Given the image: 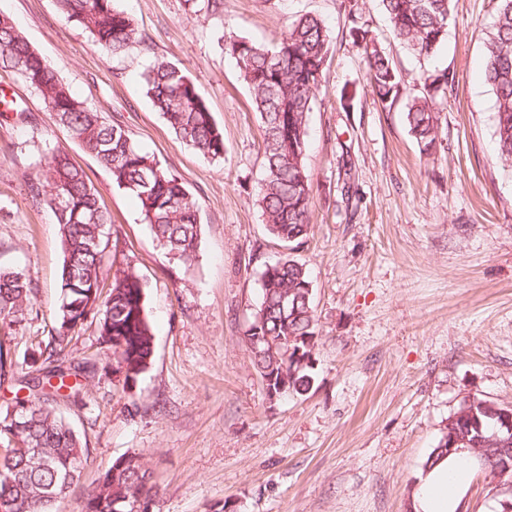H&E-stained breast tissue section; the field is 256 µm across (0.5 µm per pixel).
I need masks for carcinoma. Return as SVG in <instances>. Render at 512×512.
Masks as SVG:
<instances>
[{
  "label": "carcinoma",
  "instance_id": "carcinoma-1",
  "mask_svg": "<svg viewBox=\"0 0 512 512\" xmlns=\"http://www.w3.org/2000/svg\"><path fill=\"white\" fill-rule=\"evenodd\" d=\"M392 36L419 57L434 54L448 34L452 0H382ZM58 10L76 22L107 53L118 56L131 44L143 41L133 19L114 6V0H56ZM367 58V83L385 107H392L403 92L402 78L390 57L369 32L353 25ZM331 49L322 20L303 15L295 19L273 48L228 33L224 52L235 59L240 77L253 97L263 133L264 177L257 202L269 235L301 244L311 226L312 195L305 166L308 116L322 84ZM0 66L12 69L45 104L57 121L109 171L118 187L132 194L142 220L168 259L191 266L196 259L200 232L199 208L182 179L164 169L155 156L132 141L104 113L79 100L60 81L48 63L26 40L12 18L0 13ZM483 75L495 97V137L501 156L512 158V0H499L496 18L485 46ZM146 95L168 126L186 145L211 160L224 158V133L207 102L198 95L180 67L154 63L143 75ZM454 76L446 71L423 75L418 93L409 96L406 120L420 151L428 154L438 139L436 113L447 98ZM46 163L33 179L35 195L55 213L64 260L55 336L24 356L13 357L11 344L0 339V372L21 364L19 379L28 395L15 402L23 413L22 427L11 428L9 414H0V498L13 512H56L81 478L84 448L76 431L56 411L59 399H75L84 381L97 371L86 360L72 366L64 342L77 326L98 319L101 348L112 353V367L125 372L124 383L137 380L151 364L154 334L145 307V284L133 267L106 268L107 245L103 227L110 223L98 192L67 152L45 149ZM261 302L247 333L259 340L250 348L261 376L287 372L288 388L307 392L312 368L287 362L283 353L289 338L317 336L310 281L303 265L285 257L260 275ZM31 280L20 270L0 268V324L22 321L31 304ZM492 402L463 399L448 416L433 453L445 454L448 434L458 430L476 441L506 435L499 419L487 415ZM38 448L37 454L28 452ZM485 460L465 452L471 468L494 473L499 458L484 452ZM156 485L139 454L123 455L102 472L84 495L81 512H132L139 500L150 504Z\"/></svg>",
  "mask_w": 512,
  "mask_h": 512
}]
</instances>
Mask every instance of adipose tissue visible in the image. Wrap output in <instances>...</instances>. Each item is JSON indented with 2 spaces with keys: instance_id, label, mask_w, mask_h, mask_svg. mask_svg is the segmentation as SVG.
<instances>
[{
  "instance_id": "ef3b65f1",
  "label": "adipose tissue",
  "mask_w": 512,
  "mask_h": 512,
  "mask_svg": "<svg viewBox=\"0 0 512 512\" xmlns=\"http://www.w3.org/2000/svg\"><path fill=\"white\" fill-rule=\"evenodd\" d=\"M469 466L462 458L439 457L426 466L415 483L410 502L413 512H452Z\"/></svg>"
}]
</instances>
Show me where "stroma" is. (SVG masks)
<instances>
[{"label": "stroma", "instance_id": "1", "mask_svg": "<svg viewBox=\"0 0 512 512\" xmlns=\"http://www.w3.org/2000/svg\"><path fill=\"white\" fill-rule=\"evenodd\" d=\"M145 41L115 57L55 0H0V12L59 80L180 176L201 222L196 260L169 262L136 199L59 126L18 77L0 70L27 123L0 114V268L25 270L32 309L12 333L16 356L47 343L57 322L63 248L53 210L29 185L63 147L111 215L106 262L134 266L155 335L151 365L124 385L79 329L70 360H97L80 396L58 408L87 443L80 483L58 512H80L86 489L117 457L142 454L158 487L151 512H407L419 472L450 413L477 396L512 405V159L500 157L494 95L482 77L497 0H453L448 39L412 55L381 0H116ZM333 47L308 119L311 229L295 248L270 237L256 202L264 174L252 96L226 55V30L271 47L303 14ZM368 29L405 87L448 71L455 84L422 154L405 103L383 108L367 85L352 24ZM186 70L224 132L223 160L178 139L152 107L142 74L154 61ZM309 271L315 382L269 399L245 342L259 276L283 254ZM487 473L469 470L455 512H501Z\"/></svg>", "mask_w": 512, "mask_h": 512}]
</instances>
